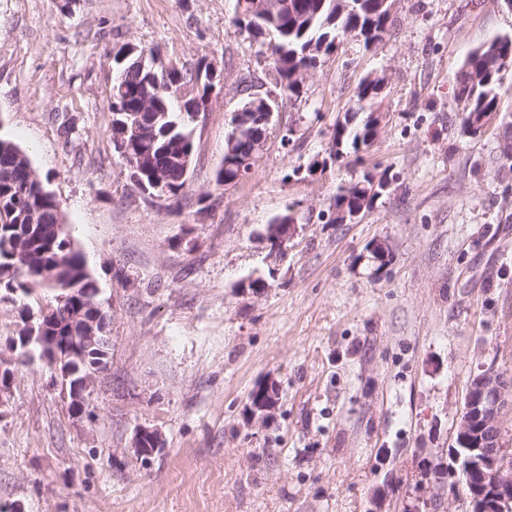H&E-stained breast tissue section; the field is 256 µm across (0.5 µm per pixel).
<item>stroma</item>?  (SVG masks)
Masks as SVG:
<instances>
[{
    "label": "stroma",
    "mask_w": 512,
    "mask_h": 512,
    "mask_svg": "<svg viewBox=\"0 0 512 512\" xmlns=\"http://www.w3.org/2000/svg\"><path fill=\"white\" fill-rule=\"evenodd\" d=\"M234 6L0 0V137L60 200L111 336L78 416L50 364L15 366L0 512H469L444 467L471 378L512 376V171L497 172L498 123L464 133L453 92L474 48L512 35V0H396L372 49L347 40L323 56L259 164L224 190L238 81L275 88ZM127 43L224 73L176 201L144 195L112 141V51ZM372 73L385 78L378 138L329 162ZM366 174L389 189L331 223L337 187ZM288 208L287 257L265 290L243 289ZM261 384L278 400L256 416ZM141 427L162 437L148 457Z\"/></svg>",
    "instance_id": "obj_1"
}]
</instances>
